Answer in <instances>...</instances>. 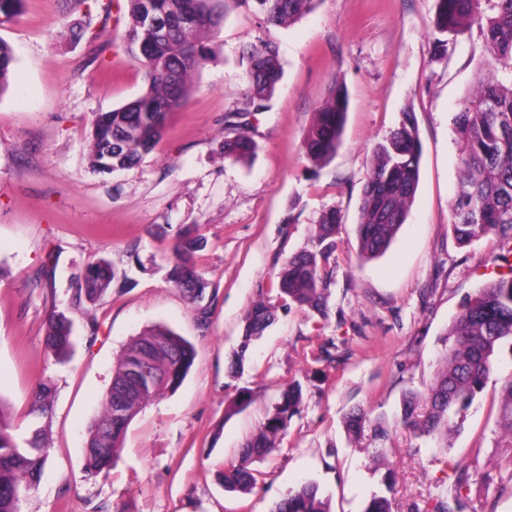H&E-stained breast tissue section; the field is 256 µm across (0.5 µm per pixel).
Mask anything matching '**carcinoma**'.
Returning <instances> with one entry per match:
<instances>
[{
    "instance_id": "1",
    "label": "carcinoma",
    "mask_w": 512,
    "mask_h": 512,
    "mask_svg": "<svg viewBox=\"0 0 512 512\" xmlns=\"http://www.w3.org/2000/svg\"><path fill=\"white\" fill-rule=\"evenodd\" d=\"M25 0H0V25L18 19ZM227 0H150L154 14L173 22L170 31L152 34L144 23L145 0L115 3V21L127 14L125 49L143 72L145 89L134 100L94 116L88 134V163L98 172L133 169L162 140L169 121L186 102L191 76L205 67L210 48L204 38L216 32L223 20ZM252 7L264 23L287 27L313 12L321 0H237ZM191 14L196 21L185 23ZM479 29L488 52L474 91L463 101L455 117L460 144V176L450 211V225L457 242L470 245L491 234L512 242V0H436L433 43L441 54L455 48L458 38ZM246 62L249 108L263 112L282 77L278 49L265 41L242 52ZM16 61L13 47L0 39V96L8 89V77ZM348 107L344 86L335 85L309 127L304 148L308 160L318 166L330 161L341 142ZM247 124L235 123V135L224 140V158L246 162L255 143ZM421 143L411 113L373 150L371 176L363 188L357 227L358 255L371 260L383 255L406 222L418 181ZM342 217L336 208L324 210L318 221L312 248L290 256L283 264L277 291L279 297L322 316L328 311L329 292L325 267L336 249ZM201 247L196 238L181 239L173 249L170 270L173 283L199 305V320L206 324L208 312L200 307L209 283L198 271L194 253ZM117 277L109 259L85 267L72 284L71 304L80 307L98 302ZM275 320L273 308L259 301L249 311L242 339L234 352L229 374L244 370L249 347ZM442 342L443 365L427 392L410 391L403 396L399 421L420 437L448 448V437L461 428L463 413L483 391L504 348L512 351V275L500 274L486 281L455 317ZM47 347L63 362L74 347L73 324L63 312L49 319ZM195 349L169 327L157 324L134 338L119 356L112 381L102 399V412L87 430L86 469L91 474L108 470L118 457L132 420L159 396L176 391L194 363ZM53 393L51 381L42 380L27 429L15 421L0 399V512H18L19 496L39 481L46 461L44 425ZM303 393L292 383L267 415L263 425L246 441L238 461L216 474L229 492L247 494L263 482L258 468L278 449L290 421L300 411ZM498 429L512 446V380L501 390ZM351 443L373 445L379 490L364 512H392L389 494L395 476L386 464L389 430L380 418L363 408L351 409L344 418ZM467 484L466 467H459L454 484L434 499L431 512H465L462 489ZM271 512H331L320 486L305 482L277 502Z\"/></svg>"
}]
</instances>
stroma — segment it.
<instances>
[{
  "label": "stroma",
  "instance_id": "stroma-1",
  "mask_svg": "<svg viewBox=\"0 0 512 512\" xmlns=\"http://www.w3.org/2000/svg\"><path fill=\"white\" fill-rule=\"evenodd\" d=\"M435 10V0H321L283 28L231 2L185 106L156 149L120 174L90 172L86 146L94 114L144 89L122 48L125 24L103 22L94 0H25L22 16L0 26L17 59L0 95V399L23 424L37 382L54 386L48 458L20 512H270L311 480L333 512H362L378 476L371 449L351 446L343 426L356 406L390 422L393 512L430 503L460 464L470 473L468 512H512V471L496 427L512 351L501 352L448 450L394 421L403 394L432 383L453 317L502 252L493 235L459 245L449 224L460 174L454 118L487 51L475 29L449 54H435ZM268 39L282 78L266 111L250 118L254 156L235 163L223 145L234 134L228 116L246 108L241 53ZM336 82L349 95L343 141L316 166L303 141ZM407 110L422 145L416 196L388 250L363 261L357 223L372 148ZM332 206L343 222L326 268L329 313L282 307L278 273L310 248L319 214ZM186 230L204 240L196 254L209 284L204 326L169 275ZM102 258L121 281L98 305L72 307V278ZM260 299L274 305L276 320L252 342L243 373L230 377L245 317ZM55 311L77 330L64 364L46 345ZM155 324L192 342L194 364L175 392L131 422L109 473L89 474L87 428L113 365ZM324 344L333 361H317ZM292 381L303 388L301 411L261 462L263 483L246 495L224 491L217 471L237 460ZM243 387L250 405L226 416Z\"/></svg>",
  "mask_w": 512,
  "mask_h": 512
}]
</instances>
